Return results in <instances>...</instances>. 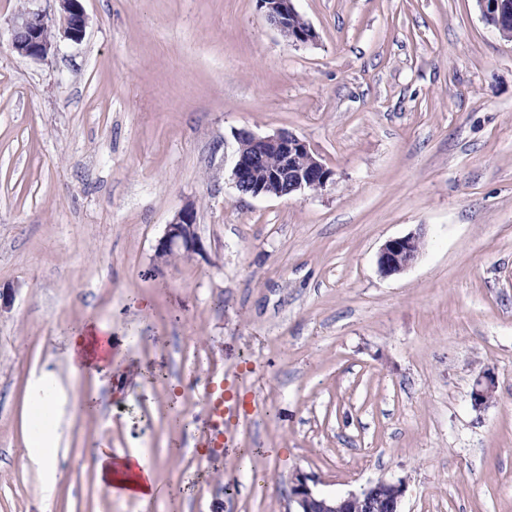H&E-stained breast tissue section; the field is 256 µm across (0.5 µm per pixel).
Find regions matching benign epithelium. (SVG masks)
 I'll list each match as a JSON object with an SVG mask.
<instances>
[{
  "instance_id": "1",
  "label": "benign epithelium",
  "mask_w": 512,
  "mask_h": 512,
  "mask_svg": "<svg viewBox=\"0 0 512 512\" xmlns=\"http://www.w3.org/2000/svg\"><path fill=\"white\" fill-rule=\"evenodd\" d=\"M40 0H27L24 9L10 20V46L25 58L46 60L60 41L79 43L88 24L81 0H51L50 10L37 6ZM266 20L298 45L316 39L313 27L297 11L294 0H257ZM482 18L502 37L512 40V0H478ZM232 170L236 188L253 197L294 196L326 188L333 172L319 161L307 143L290 132L257 136L243 131ZM422 239L408 235L386 241L377 265L381 274L392 276L408 269L418 258ZM202 245L196 231V211L191 205L181 209L166 225L155 258L163 264L175 253L199 255ZM496 380L490 370L482 371L474 381L471 401L475 409L486 408L494 397ZM312 476L298 472L290 490L296 512H401L406 482L378 481L359 493L343 496L324 495L315 488Z\"/></svg>"
}]
</instances>
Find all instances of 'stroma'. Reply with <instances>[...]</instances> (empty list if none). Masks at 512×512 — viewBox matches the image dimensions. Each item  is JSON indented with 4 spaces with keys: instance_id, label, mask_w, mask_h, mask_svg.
I'll return each instance as SVG.
<instances>
[{
    "instance_id": "35a3bbf8",
    "label": "stroma",
    "mask_w": 512,
    "mask_h": 512,
    "mask_svg": "<svg viewBox=\"0 0 512 512\" xmlns=\"http://www.w3.org/2000/svg\"><path fill=\"white\" fill-rule=\"evenodd\" d=\"M0 0V512H291L404 479L403 512H512V41L476 0H295L292 45L257 0H82L81 43L9 46ZM304 140L332 170L295 197L241 194L237 134ZM194 206L205 253L155 270ZM420 235L403 273L377 266ZM112 328L121 370L72 377L66 330ZM495 398L474 409L477 375ZM49 374L57 474L28 457ZM249 400L212 460L203 386ZM138 453L148 501L100 485ZM421 249L422 239L418 235H408L386 241L377 257L380 273L392 276L404 272L416 261ZM496 380L494 373L490 370L482 371L474 381L471 392V401L475 409L486 408L494 397ZM40 390L42 394L38 397L36 413H45L48 416L54 415L58 412L63 399L61 388L51 378L43 377ZM131 461H120L119 464L125 469H132L134 462L139 466L142 473L133 471V477H126L123 473H120L113 464V457L111 454L106 453L104 450H100L97 453L96 467L99 480L106 484L111 485L110 490L112 491V484H118L134 489L137 492H126L125 496H134L146 501L150 496V492L155 487V475L153 470L142 460L137 454H131L127 456Z\"/></svg>"
}]
</instances>
